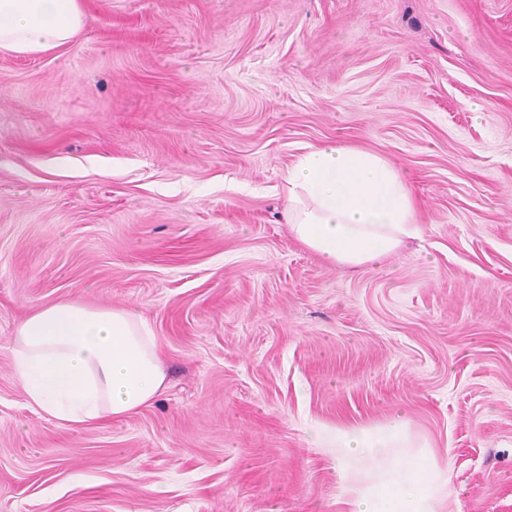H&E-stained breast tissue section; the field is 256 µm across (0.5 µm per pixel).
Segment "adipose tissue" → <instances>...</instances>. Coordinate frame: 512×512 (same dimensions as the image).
Listing matches in <instances>:
<instances>
[{
    "instance_id": "obj_1",
    "label": "adipose tissue",
    "mask_w": 512,
    "mask_h": 512,
    "mask_svg": "<svg viewBox=\"0 0 512 512\" xmlns=\"http://www.w3.org/2000/svg\"><path fill=\"white\" fill-rule=\"evenodd\" d=\"M83 18L84 0H0V52L31 57L61 48ZM284 180L290 232L328 264L365 268L423 235L404 173L377 152L313 146ZM12 362L28 407L74 430L129 416L165 388L161 345L125 307H41L18 325ZM335 441L343 479H368L346 512H442L433 464L411 451L403 417L337 430Z\"/></svg>"
}]
</instances>
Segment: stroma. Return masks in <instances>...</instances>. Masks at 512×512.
I'll return each mask as SVG.
<instances>
[{"mask_svg": "<svg viewBox=\"0 0 512 512\" xmlns=\"http://www.w3.org/2000/svg\"><path fill=\"white\" fill-rule=\"evenodd\" d=\"M0 52V512H342L307 431L394 415L453 512H512V0H86ZM407 175L422 241L325 265L288 232L308 146ZM127 307L167 388L71 430L10 347L42 306Z\"/></svg>", "mask_w": 512, "mask_h": 512, "instance_id": "stroma-1", "label": "stroma"}]
</instances>
